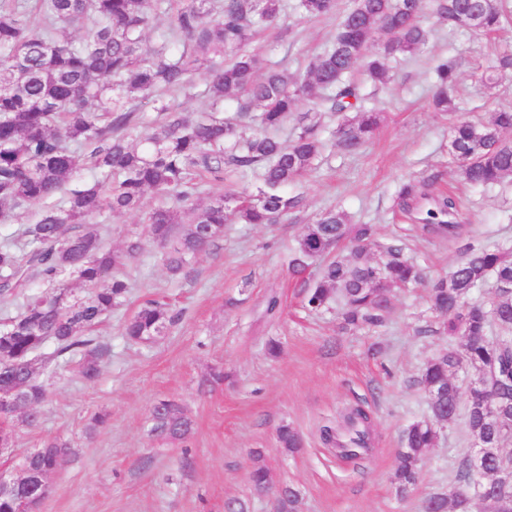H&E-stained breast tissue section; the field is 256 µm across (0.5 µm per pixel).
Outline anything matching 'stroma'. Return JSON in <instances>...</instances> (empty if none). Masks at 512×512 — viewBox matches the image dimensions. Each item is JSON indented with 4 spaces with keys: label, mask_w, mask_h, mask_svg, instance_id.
<instances>
[{
    "label": "stroma",
    "mask_w": 512,
    "mask_h": 512,
    "mask_svg": "<svg viewBox=\"0 0 512 512\" xmlns=\"http://www.w3.org/2000/svg\"><path fill=\"white\" fill-rule=\"evenodd\" d=\"M503 27L484 35L423 22L433 34L425 48L394 62L386 85L365 82L371 105L381 111L376 138L359 153L326 146L314 169L296 183L302 207L279 224H230L211 250L170 278L163 245L142 234L147 210L160 206L147 195L140 212L104 213L105 244L122 249L141 237L142 249L122 268L131 284L127 301L97 329L107 351L99 375L75 376L70 361L51 364L38 377L48 391L36 426L15 414L14 442L0 455V468L18 473L21 459L45 442H68L71 451L50 478L38 512H225L242 499L250 512H272L271 496L257 495L249 480L254 451H261L273 486L300 493V512H419L432 492L458 486L472 440L463 421L445 427L420 464V479L406 499L392 484L403 430L427 413L419 382L423 363L447 348L444 332L423 334L433 323L427 290L395 288L383 323L343 329L337 308L303 306L318 264L293 272L289 258L305 224L322 211L344 210L352 223L373 225L384 243L401 241L404 254L421 266L427 281L445 277L466 255L468 244L493 248L512 243V182L492 187L464 184L448 157L455 120L487 119L512 105V74L485 81L497 53L512 49V0ZM353 0H337V12L309 16L298 0H283L282 17L255 38L263 60L306 69L336 33ZM458 62V109L430 106L438 58ZM433 179L432 194L452 190L462 199L467 229L443 242L414 231L398 203L401 183ZM172 305L173 321L153 344L123 334L125 320L147 298ZM281 352L271 356L269 342ZM222 369V384L202 381ZM161 399L178 402L192 422L190 435L172 441L151 431L150 410ZM369 411L370 453L350 462L334 458L319 428L348 406ZM109 416L90 429L94 414ZM302 439L294 453L277 440L280 427Z\"/></svg>",
    "instance_id": "obj_1"
}]
</instances>
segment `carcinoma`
Segmentation results:
<instances>
[{
	"instance_id": "cac0c4a2",
	"label": "carcinoma",
	"mask_w": 512,
	"mask_h": 512,
	"mask_svg": "<svg viewBox=\"0 0 512 512\" xmlns=\"http://www.w3.org/2000/svg\"><path fill=\"white\" fill-rule=\"evenodd\" d=\"M38 3L34 21L26 0H0V213L43 206L39 219L21 231L24 248L16 249L8 238L0 242V293L13 295L33 282L55 289L51 296H28L16 316L0 323V399L19 400L36 420L46 398L37 381L40 367L69 354L79 358L83 379L97 377L104 345L91 332L128 293L129 284L113 271L141 250L136 238L121 250L106 248L93 217L103 211H138L149 192L175 199L177 207H157L145 216V235L161 242L173 236L176 225H187L165 256L173 275L222 237L226 224L287 219L303 201L289 188L312 168L324 146L321 126L308 112L296 115L299 132L290 144L276 137L297 112L299 100L312 102L315 112L358 113L355 121H343L331 133L336 148L356 152L375 135L380 115L364 107L363 87L352 72L361 66L372 82L385 84L391 59L418 52L430 36L420 21L424 0H354L333 40L305 71L269 65L259 76L261 61L250 44L258 27L278 17L281 0ZM299 8L328 15L336 0H299ZM432 8L448 29L484 34L497 31L505 16L504 0H433ZM160 14L169 16V25L154 46L145 47L144 33ZM61 23L88 30L79 39L63 37ZM378 31L385 40L372 53ZM509 71L512 50L505 49L488 66L487 81L492 84ZM434 74L435 111H457L455 60L438 59ZM196 77L203 80L210 112L191 117L163 104L154 131L137 142L130 139L134 112L129 102L187 94ZM227 99L238 104L233 121L213 116ZM511 130L512 107L480 125L452 124L448 155L466 183L486 187L512 179V139L504 136ZM87 167L92 177L67 188ZM257 168L258 185L230 186L207 206L197 204L206 181H230ZM398 197L405 213L421 214L422 232L450 241L461 235L457 195L438 196L422 210L419 204L429 193L409 180ZM345 242L353 244L349 255L330 257ZM373 244L372 225L350 223L343 210H327L306 225L290 260L296 273L321 262L319 276L305 290V304L319 310L339 302L346 328L382 323L389 289L418 284L423 276L404 258L401 246L381 247L382 257L375 260L368 253ZM67 273L89 289L75 303L64 280ZM490 277L497 284L494 295L483 303L469 302L472 291ZM429 302L448 335L463 343L421 369L428 417L404 431L394 472L396 495L407 497L417 484L420 463L438 439L436 423H455L464 398L466 429L483 454L464 460L457 492L427 496L421 512H472L477 502L484 512H512V484L501 483L512 461V245L467 246L466 258L431 286ZM170 321L166 304L147 300L127 319L124 334L151 344ZM494 329L502 335H491ZM49 342L56 345L54 352L39 359ZM151 416L158 436L181 440L191 430V420L174 401L155 402ZM369 419L363 408H349L337 423L320 429V439L340 449L338 457L357 458L371 443ZM278 439L291 453L301 445L290 427L281 428ZM69 452L67 444L52 441L26 455V493L37 495L40 471ZM260 458L255 452L249 479L264 493L270 475ZM477 469L489 487L482 497L467 493ZM298 502V490L286 486L276 497V512H298Z\"/></svg>"
}]
</instances>
